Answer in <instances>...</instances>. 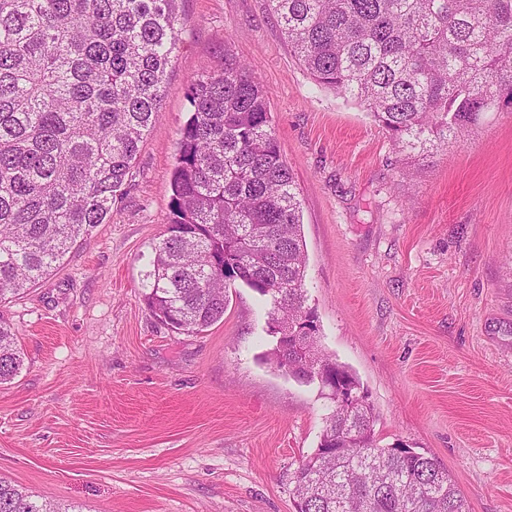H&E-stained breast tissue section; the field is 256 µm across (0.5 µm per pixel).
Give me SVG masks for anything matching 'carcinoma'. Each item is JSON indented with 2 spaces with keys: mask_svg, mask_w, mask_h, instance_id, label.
I'll return each mask as SVG.
<instances>
[{
  "mask_svg": "<svg viewBox=\"0 0 512 512\" xmlns=\"http://www.w3.org/2000/svg\"><path fill=\"white\" fill-rule=\"evenodd\" d=\"M176 0H0V384L24 366L3 308L104 224L123 194L167 92L180 42ZM315 84L355 99L406 163L458 142L512 105V0H270ZM171 176L168 227L151 247L144 299L198 334L224 317L240 281L270 304L273 337L306 306V243L291 167L251 66L191 85ZM336 371L316 350L302 383ZM332 403L317 448L294 476L297 512H467L433 458L377 443L368 400ZM0 512H82L0 477Z\"/></svg>",
  "mask_w": 512,
  "mask_h": 512,
  "instance_id": "1",
  "label": "carcinoma"
}]
</instances>
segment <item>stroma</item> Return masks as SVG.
<instances>
[{
	"label": "stroma",
	"mask_w": 512,
	"mask_h": 512,
	"mask_svg": "<svg viewBox=\"0 0 512 512\" xmlns=\"http://www.w3.org/2000/svg\"><path fill=\"white\" fill-rule=\"evenodd\" d=\"M169 90L107 223L7 307L25 355L0 386V476L83 512H295L329 402L265 362L269 305L235 281L199 334L144 301L167 227L189 91L253 67L302 200L319 344L367 391L381 445L455 480L469 512H512V112L405 174L388 133L317 87L269 0H178Z\"/></svg>",
	"instance_id": "stroma-1"
}]
</instances>
